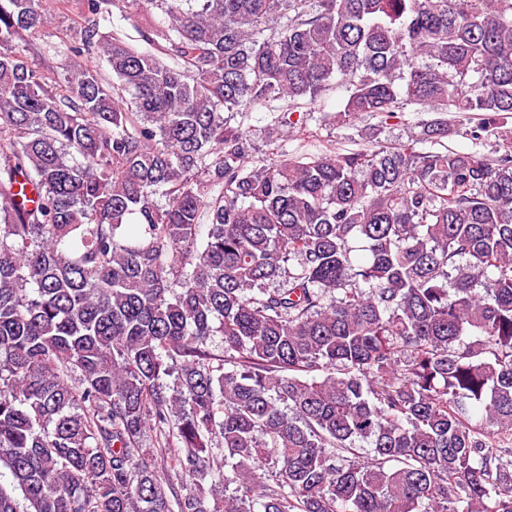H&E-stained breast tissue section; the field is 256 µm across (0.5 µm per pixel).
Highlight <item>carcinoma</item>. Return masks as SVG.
Instances as JSON below:
<instances>
[{
	"mask_svg": "<svg viewBox=\"0 0 512 512\" xmlns=\"http://www.w3.org/2000/svg\"><path fill=\"white\" fill-rule=\"evenodd\" d=\"M334 79L435 117L232 124ZM450 112L512 117V0H0V512H512V142ZM122 14L123 13H120L119 10L114 9L112 15V24L109 26L108 30H122L129 37V39H126L127 42H129L138 51L152 50V46H150L147 42L143 41L139 34L136 32L133 26L135 22L133 20L124 19V16H122ZM347 94L345 87L341 83L336 84L335 81L332 89L319 98L315 105H311L316 111L314 116L321 117L322 120L320 126L315 122L309 124V127L316 131V137L304 140H300L298 136L288 137L285 147L288 158L301 154L321 153L325 146L331 143H336V148L339 149L356 150L364 144L357 131L365 125H383L381 139L388 143L406 141L410 135L421 131V120L435 117L432 112H412L413 108L409 106L404 112H398L399 118L390 119L387 124H381L380 117L371 116H362L352 124H337L335 117L337 112L343 109ZM267 111L266 107L259 106L251 112H243V115L238 114L235 120H232V123L241 122L243 129L248 132L250 138L262 153L272 152L271 150L276 149L278 144L268 145L271 143L269 142L271 139L266 137V132L269 128L271 117ZM469 117L471 116L461 112L448 113V123L456 131L448 136L447 140H444L448 148L461 152H468L473 149V140L466 135V130L473 127L476 120Z\"/></svg>",
	"mask_w": 512,
	"mask_h": 512,
	"instance_id": "1",
	"label": "carcinoma"
}]
</instances>
